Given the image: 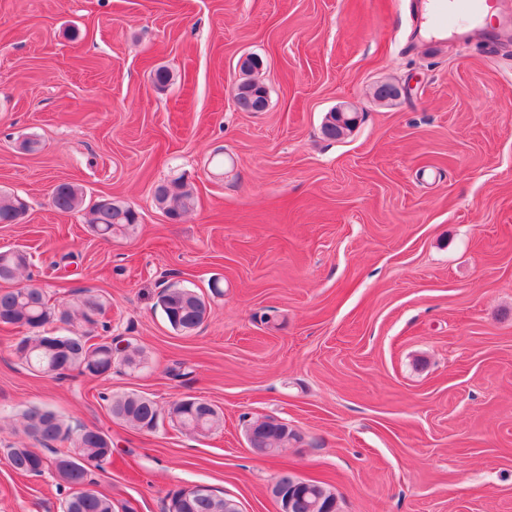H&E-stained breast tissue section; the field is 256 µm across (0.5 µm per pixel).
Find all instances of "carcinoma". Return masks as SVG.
Returning <instances> with one entry per match:
<instances>
[{"label":"carcinoma","mask_w":512,"mask_h":512,"mask_svg":"<svg viewBox=\"0 0 512 512\" xmlns=\"http://www.w3.org/2000/svg\"><path fill=\"white\" fill-rule=\"evenodd\" d=\"M259 69L258 62L240 67L242 78L236 86V104L245 112L251 111L254 93L263 85L255 76ZM354 126L355 122L351 121L338 127L328 119L322 125V134L339 139ZM154 201L166 215L177 219L196 205L192 190L176 179L158 185ZM52 206L61 213H84L86 223L107 240L129 236L139 223L137 212L129 204L114 200L109 204L89 206L85 204L82 189L69 182L56 186ZM24 211L26 204L21 198L0 194V224L15 223ZM29 264L30 256L22 249L1 251L0 282L17 281ZM158 305L170 327L185 335L201 328L208 316L204 297L192 288H165L159 295ZM102 307L98 296L83 290L77 302L66 307V317L61 319L57 316L58 305L51 302L43 288L31 284L0 288V324L30 331L14 348L15 356L34 370L52 377H65L72 372L83 375L93 367L114 362L131 372L144 367L143 350L128 345L115 347L104 337L98 342L92 341ZM76 316L82 320V330H70L61 335L62 348L59 350L47 346V335L39 333L38 329L58 320L69 323ZM156 408L154 401L135 392L113 399L109 406L115 419L143 431L151 430ZM171 415L178 420L179 428L189 433L208 434L223 424V415L218 410L197 406L187 398L173 403ZM20 424L26 437L52 448L54 456L49 458L39 449L22 442L11 445L7 454L14 470L39 475L52 469L57 480L70 490L60 504V512H116L112 497L94 489L88 480L90 467H100L112 457V449L103 446L101 436L86 427H72L55 412L37 406L20 415ZM263 426L269 444L280 449L288 446L290 440L285 437L283 426L266 422ZM175 507L178 512H224V497L213 492L206 495L191 493L178 502L175 492L171 491L166 509Z\"/></svg>","instance_id":"cac0c4a2"}]
</instances>
